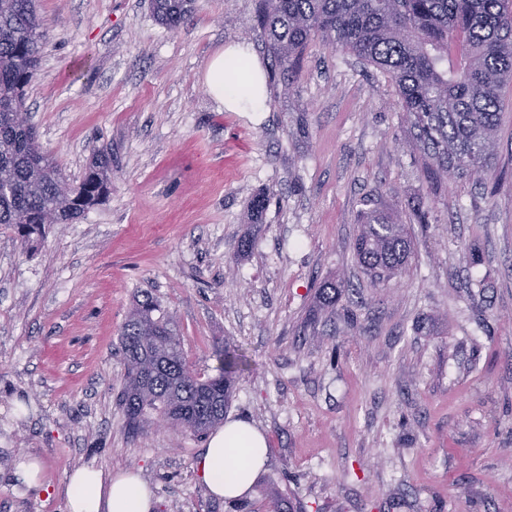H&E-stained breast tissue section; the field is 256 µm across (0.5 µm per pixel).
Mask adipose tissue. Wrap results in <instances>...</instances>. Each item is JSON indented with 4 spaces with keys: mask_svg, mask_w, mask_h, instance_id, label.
<instances>
[{
    "mask_svg": "<svg viewBox=\"0 0 512 512\" xmlns=\"http://www.w3.org/2000/svg\"><path fill=\"white\" fill-rule=\"evenodd\" d=\"M205 84L209 94L230 112H260L265 108V69L250 46L231 44L208 62ZM263 432L244 419L225 421L211 435L196 468L213 497L245 496L265 465ZM66 512H154L149 485L129 472L109 474L92 467L75 469L68 478Z\"/></svg>",
    "mask_w": 512,
    "mask_h": 512,
    "instance_id": "1",
    "label": "adipose tissue"
}]
</instances>
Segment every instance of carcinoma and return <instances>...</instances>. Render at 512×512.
Wrapping results in <instances>:
<instances>
[{
  "mask_svg": "<svg viewBox=\"0 0 512 512\" xmlns=\"http://www.w3.org/2000/svg\"><path fill=\"white\" fill-rule=\"evenodd\" d=\"M157 21L178 29L193 0H151ZM255 29L284 76L319 39L377 67L396 84L430 185L488 178L504 89L512 84V0H257ZM48 38L36 0H0V225L31 245L52 224H72L112 186L105 150L83 181L66 183L34 127L14 123L25 108ZM353 249L377 283L402 275L412 241L395 213H363ZM126 383L119 404L133 433L149 411L204 435L224 421L247 360L231 342L221 367L202 378L186 363L173 318L153 296L136 301L120 332Z\"/></svg>",
  "mask_w": 512,
  "mask_h": 512,
  "instance_id": "1",
  "label": "carcinoma"
}]
</instances>
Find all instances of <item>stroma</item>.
I'll return each mask as SVG.
<instances>
[{
	"label": "stroma",
	"mask_w": 512,
	"mask_h": 512,
	"mask_svg": "<svg viewBox=\"0 0 512 512\" xmlns=\"http://www.w3.org/2000/svg\"><path fill=\"white\" fill-rule=\"evenodd\" d=\"M38 11L31 121L70 182L107 148L112 188L32 249L0 225V512H65L81 466L138 474L157 512H233L194 468L207 437L127 430L119 334L145 292L195 372L216 375L226 341L249 360L227 414L268 441L254 512L272 493L292 512H512V86L488 180L433 188L394 82L322 41L264 111L212 99L217 49L246 43L271 63L255 0H195L175 31L149 0ZM372 202L427 212L408 272L382 285L353 253ZM22 455L37 489L16 485Z\"/></svg>",
	"instance_id": "35a3bbf8"
}]
</instances>
